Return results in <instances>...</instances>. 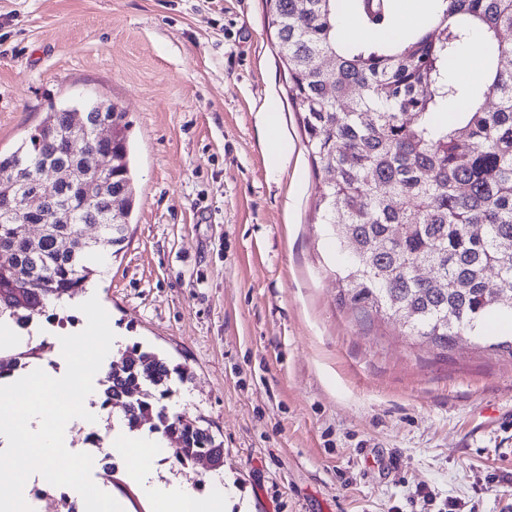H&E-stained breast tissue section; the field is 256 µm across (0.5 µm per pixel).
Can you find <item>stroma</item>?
Masks as SVG:
<instances>
[{"label":"stroma","instance_id":"1","mask_svg":"<svg viewBox=\"0 0 512 512\" xmlns=\"http://www.w3.org/2000/svg\"><path fill=\"white\" fill-rule=\"evenodd\" d=\"M95 97L127 112L137 199L84 295L113 356L186 368L164 404L222 441L226 512H512V319L442 350L340 304L265 0H0V150ZM91 477L149 512L123 462Z\"/></svg>","mask_w":512,"mask_h":512}]
</instances>
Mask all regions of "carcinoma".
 <instances>
[{
  "label": "carcinoma",
  "instance_id": "carcinoma-1",
  "mask_svg": "<svg viewBox=\"0 0 512 512\" xmlns=\"http://www.w3.org/2000/svg\"><path fill=\"white\" fill-rule=\"evenodd\" d=\"M269 25L288 72L313 168L329 178L316 207L338 249L348 256L338 273L339 300L351 310L400 321L410 336L448 347L476 331L496 311L512 317V0H436L429 25L388 37L384 0H266ZM379 37L344 42L336 29L343 8ZM476 34L484 66L473 82L451 77L460 50ZM450 121L440 120L448 106ZM127 112L111 99L48 103L34 133L0 151V200L43 188L47 169L61 182L49 194L64 218L43 211L47 232L24 238L23 209L0 210V320L28 326L97 274V257L119 253L135 203V172ZM112 127L100 150L114 158L106 188L72 180L79 146L95 144V129ZM86 225L99 226L88 239ZM71 242L62 249L59 242ZM431 267L425 280L418 268ZM39 357L38 348L0 352V379ZM185 369L138 346L112 361L102 381V405L132 403L120 420L148 426L173 444L182 469L223 447L209 428L169 414L160 400Z\"/></svg>",
  "mask_w": 512,
  "mask_h": 512
}]
</instances>
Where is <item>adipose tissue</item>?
<instances>
[{
	"label": "adipose tissue",
	"mask_w": 512,
	"mask_h": 512,
	"mask_svg": "<svg viewBox=\"0 0 512 512\" xmlns=\"http://www.w3.org/2000/svg\"><path fill=\"white\" fill-rule=\"evenodd\" d=\"M165 450L164 442L153 435L118 438L112 442L113 453L128 462L127 477L149 501L151 512H224L232 492L220 476H212L202 493L182 482L166 483L159 479L154 462Z\"/></svg>",
	"instance_id": "adipose-tissue-1"
}]
</instances>
